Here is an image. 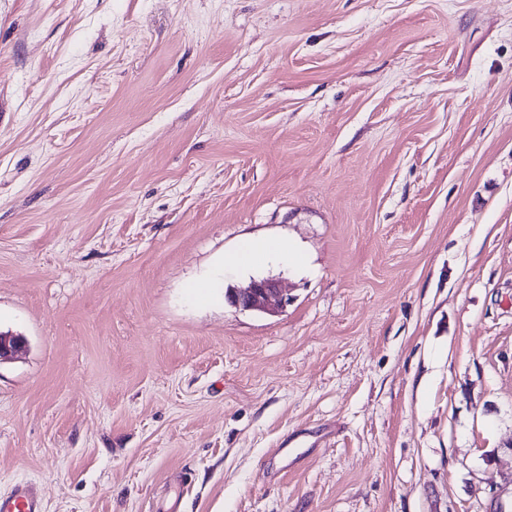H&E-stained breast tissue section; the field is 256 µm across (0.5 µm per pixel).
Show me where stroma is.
<instances>
[{
	"label": "stroma",
	"mask_w": 512,
	"mask_h": 512,
	"mask_svg": "<svg viewBox=\"0 0 512 512\" xmlns=\"http://www.w3.org/2000/svg\"><path fill=\"white\" fill-rule=\"evenodd\" d=\"M0 331L44 512H512V0H0ZM292 257L291 248L286 241H245L239 249L224 259V266L232 269H244L256 264L266 263L272 257ZM230 304L242 310H268L271 306H286L284 297L273 279L253 280L246 288H234L227 294Z\"/></svg>",
	"instance_id": "stroma-1"
}]
</instances>
